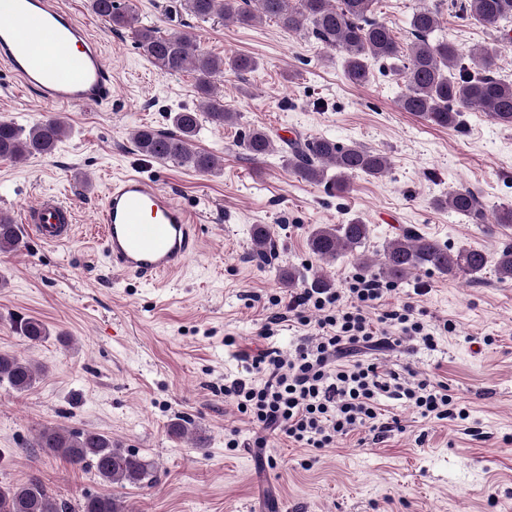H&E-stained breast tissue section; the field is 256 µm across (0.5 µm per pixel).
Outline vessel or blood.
<instances>
[{"mask_svg":"<svg viewBox=\"0 0 512 512\" xmlns=\"http://www.w3.org/2000/svg\"><path fill=\"white\" fill-rule=\"evenodd\" d=\"M0 67L42 102L71 111L98 108L112 94L101 46L58 0H7L0 8ZM33 215L39 242H70L62 200L44 198ZM99 240L114 272L157 284L198 252L200 226L159 176L130 173L106 190Z\"/></svg>","mask_w":512,"mask_h":512,"instance_id":"1","label":"vessel or blood"}]
</instances>
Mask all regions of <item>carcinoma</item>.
<instances>
[{
    "mask_svg": "<svg viewBox=\"0 0 512 512\" xmlns=\"http://www.w3.org/2000/svg\"><path fill=\"white\" fill-rule=\"evenodd\" d=\"M376 0H184V9L196 18L218 17L226 23L249 25L263 18L276 20L290 33L303 30L322 44L343 55L346 79L355 85L368 81L369 62L391 61L404 90L398 104L439 127H458L465 110L488 114L505 128H512V82L496 75L498 49L480 47L472 54L470 65L463 66L457 47L434 37L441 27L437 9L423 4L410 15L413 41L409 53H403L392 30L373 18ZM93 12L114 29L134 31L137 48L163 74L182 71L196 74V91L204 99L201 112L183 109L169 115L171 129L162 132L142 128L134 135L138 150L155 159L174 160L201 172L218 169L216 156L191 149L200 120L222 126L237 119V113L224 108L217 77L228 68L237 73L254 71L258 62L246 55L228 60L200 50L186 35L162 34L155 27L138 25L132 12H121L115 0H91ZM462 10L488 30L512 19V0H465ZM65 136V128L55 119L41 120L22 127L11 120L0 121V159L18 162L31 156L47 155ZM245 152L254 162L274 149L271 135L262 128H250L241 134ZM285 165L297 177L321 183L329 169H336L332 186L338 193L350 190V177L364 175L378 179L389 171V157L364 145H343L320 136L288 142ZM438 209L465 217L472 224L512 225V204L486 211L477 195L461 189L434 200ZM370 235V227L359 219L345 224H324L308 236V248L319 260L329 263L342 255L359 256ZM24 244L20 227L0 214V250L16 251ZM252 256L266 262L276 255L277 247L270 230L256 225L252 232ZM488 257L471 248L448 249L437 240L410 228L383 248L379 275L402 280L420 270H432L450 276L477 277L488 266ZM494 272L501 283L512 282V245L504 247L494 261ZM16 331L32 344L49 336L41 320L27 317L16 321ZM39 370L14 354L0 353V382L16 391L30 390L38 382ZM35 447L59 455L69 462L94 471L112 485L151 483L154 467L136 452L112 442L95 431L44 428ZM0 512H127L123 502L110 494H90L77 507L53 498L36 479L20 485L0 486Z\"/></svg>",
    "mask_w": 512,
    "mask_h": 512,
    "instance_id": "carcinoma-1",
    "label": "carcinoma"
}]
</instances>
